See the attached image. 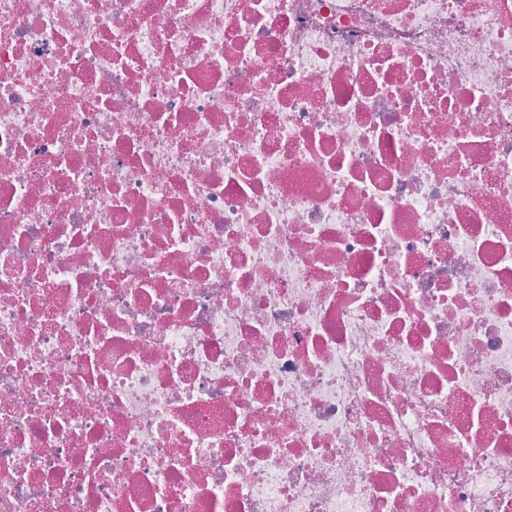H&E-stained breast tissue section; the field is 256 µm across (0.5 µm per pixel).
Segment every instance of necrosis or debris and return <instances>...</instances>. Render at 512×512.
Masks as SVG:
<instances>
[{"label":"necrosis or debris","mask_w":512,"mask_h":512,"mask_svg":"<svg viewBox=\"0 0 512 512\" xmlns=\"http://www.w3.org/2000/svg\"><path fill=\"white\" fill-rule=\"evenodd\" d=\"M0 512H512V0H0Z\"/></svg>","instance_id":"necrosis-or-debris-1"}]
</instances>
